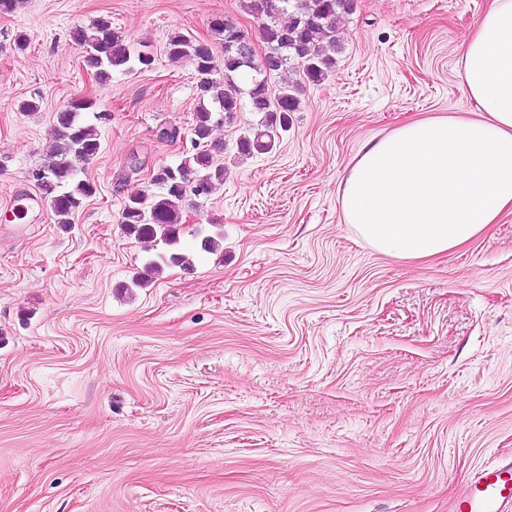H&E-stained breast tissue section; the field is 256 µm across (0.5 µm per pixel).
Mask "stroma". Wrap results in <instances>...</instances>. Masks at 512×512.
I'll use <instances>...</instances> for the list:
<instances>
[{"mask_svg": "<svg viewBox=\"0 0 512 512\" xmlns=\"http://www.w3.org/2000/svg\"><path fill=\"white\" fill-rule=\"evenodd\" d=\"M486 0H356L329 75L268 153L239 155L249 99L217 128L227 169L185 206L191 269L133 287L153 254L124 201L193 151L197 78L171 35L256 41L249 0H22L0 14V227L15 224L68 100L109 113L77 162L94 192L0 238V512H453L512 456V214L446 255H382L336 187L371 138L474 104L460 47ZM105 17L151 68L99 84L75 28ZM25 47H17V35ZM36 99L39 111L25 112ZM177 128L175 142L159 140ZM221 227L222 254L196 251Z\"/></svg>", "mask_w": 512, "mask_h": 512, "instance_id": "stroma-1", "label": "stroma"}]
</instances>
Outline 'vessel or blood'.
<instances>
[{
  "label": "vessel or blood",
  "instance_id": "vessel-or-blood-1",
  "mask_svg": "<svg viewBox=\"0 0 512 512\" xmlns=\"http://www.w3.org/2000/svg\"><path fill=\"white\" fill-rule=\"evenodd\" d=\"M454 512H512V461L473 472L455 500Z\"/></svg>",
  "mask_w": 512,
  "mask_h": 512
}]
</instances>
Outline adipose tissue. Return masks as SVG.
Masks as SVG:
<instances>
[{
  "label": "adipose tissue",
  "instance_id": "adipose-tissue-1",
  "mask_svg": "<svg viewBox=\"0 0 512 512\" xmlns=\"http://www.w3.org/2000/svg\"><path fill=\"white\" fill-rule=\"evenodd\" d=\"M457 65L470 117L408 121L340 175L343 223L381 254L431 258L512 211V0H489Z\"/></svg>",
  "mask_w": 512,
  "mask_h": 512
}]
</instances>
